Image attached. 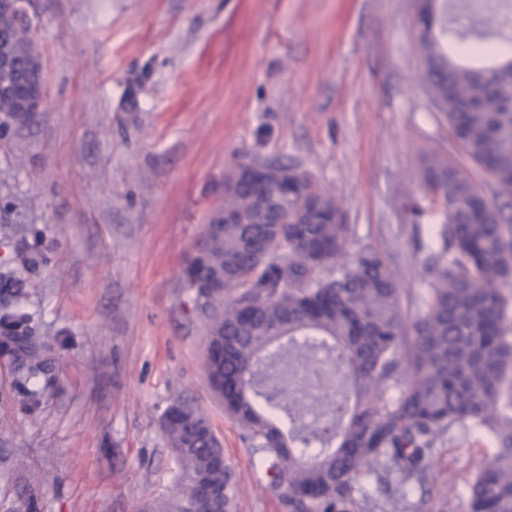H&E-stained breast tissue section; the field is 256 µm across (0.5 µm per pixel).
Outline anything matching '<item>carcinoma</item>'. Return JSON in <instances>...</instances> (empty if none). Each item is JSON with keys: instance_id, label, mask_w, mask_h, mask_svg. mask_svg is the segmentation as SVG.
Listing matches in <instances>:
<instances>
[{"instance_id": "carcinoma-1", "label": "carcinoma", "mask_w": 512, "mask_h": 512, "mask_svg": "<svg viewBox=\"0 0 512 512\" xmlns=\"http://www.w3.org/2000/svg\"><path fill=\"white\" fill-rule=\"evenodd\" d=\"M416 50L421 81L467 154L512 192V59L484 38L475 18L460 24L448 3L418 0ZM0 86L44 89L32 22L0 10ZM266 204L240 188L224 193L189 257L183 283L192 315L205 323L209 376L260 455L261 477L285 512H400L404 489L430 477L435 443L455 426L492 434L497 447L469 482V512H512V217L470 177L433 156L413 205L416 220L439 215L436 246L418 245L427 288L415 315L381 255L365 246L345 255L349 225L341 208L304 170L280 161ZM316 201L312 224H273L296 210L301 192ZM236 223H224V210ZM20 293L0 297V335L18 350L27 386L42 363L39 336ZM344 370L349 387L324 389L314 405L321 358ZM178 463L177 488L143 512H190L200 480L222 487L210 512H236L234 470L216 466L223 448L207 416L181 398L160 417ZM319 449L306 453L313 444ZM397 495L378 504L354 495L373 475Z\"/></svg>"}]
</instances>
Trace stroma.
Masks as SVG:
<instances>
[{
	"instance_id": "35a3bbf8",
	"label": "stroma",
	"mask_w": 512,
	"mask_h": 512,
	"mask_svg": "<svg viewBox=\"0 0 512 512\" xmlns=\"http://www.w3.org/2000/svg\"><path fill=\"white\" fill-rule=\"evenodd\" d=\"M44 109L0 138V272L14 270L47 347L15 390L0 347V512H140L174 462L160 417L203 410L239 484L237 512H283L211 385L206 330L181 269L237 161L299 165L340 204L348 250L369 245L413 295L426 280L409 211L437 155L497 202L419 78L416 0H29ZM37 258L24 266V255ZM491 438L437 444L409 508L467 512Z\"/></svg>"
}]
</instances>
